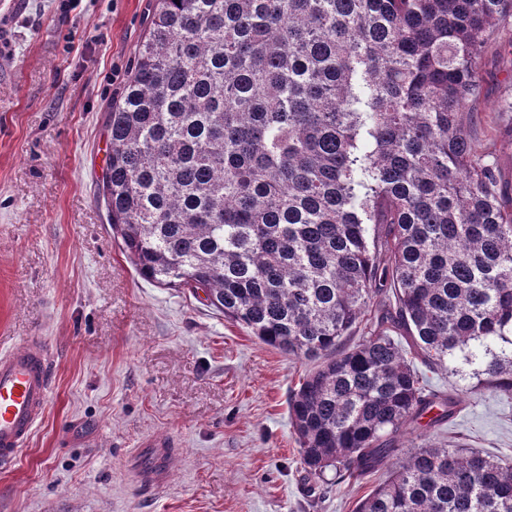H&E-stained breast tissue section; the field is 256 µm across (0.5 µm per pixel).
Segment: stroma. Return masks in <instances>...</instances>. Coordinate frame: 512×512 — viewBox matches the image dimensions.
Here are the masks:
<instances>
[{"mask_svg": "<svg viewBox=\"0 0 512 512\" xmlns=\"http://www.w3.org/2000/svg\"><path fill=\"white\" fill-rule=\"evenodd\" d=\"M156 0H0V344L42 337L48 409L0 466V512H354L390 470L312 493L288 395L316 366L261 342L185 288L149 283L99 192L109 115ZM512 17L481 62L479 148L512 181ZM463 353L429 377L461 394L441 432L512 463V399L470 393ZM169 440L164 463L148 443Z\"/></svg>", "mask_w": 512, "mask_h": 512, "instance_id": "obj_1", "label": "stroma"}]
</instances>
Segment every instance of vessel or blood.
<instances>
[{"mask_svg":"<svg viewBox=\"0 0 512 512\" xmlns=\"http://www.w3.org/2000/svg\"><path fill=\"white\" fill-rule=\"evenodd\" d=\"M53 368L40 337L0 352V465L23 449L49 404Z\"/></svg>","mask_w":512,"mask_h":512,"instance_id":"b4317fda","label":"vessel or blood"}]
</instances>
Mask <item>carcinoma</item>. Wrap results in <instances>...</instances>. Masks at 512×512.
Listing matches in <instances>:
<instances>
[{
    "instance_id": "cac0c4a2",
    "label": "carcinoma",
    "mask_w": 512,
    "mask_h": 512,
    "mask_svg": "<svg viewBox=\"0 0 512 512\" xmlns=\"http://www.w3.org/2000/svg\"><path fill=\"white\" fill-rule=\"evenodd\" d=\"M508 15L512 0H157L112 107V233L143 278L319 361L288 409L324 489L456 414L416 360L440 372L478 342L476 390L512 396V354L492 350L512 345V188L466 111ZM354 512H512V466L424 444Z\"/></svg>"
}]
</instances>
